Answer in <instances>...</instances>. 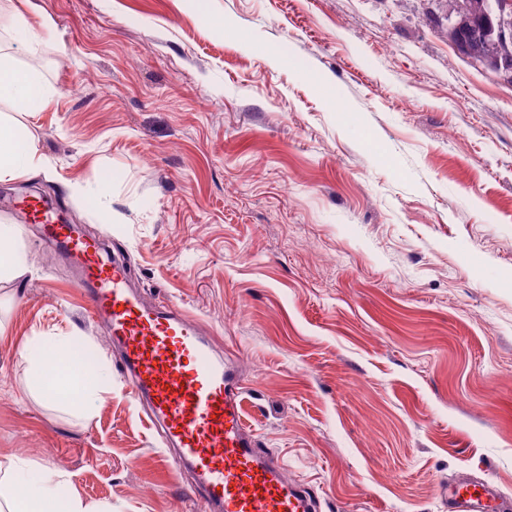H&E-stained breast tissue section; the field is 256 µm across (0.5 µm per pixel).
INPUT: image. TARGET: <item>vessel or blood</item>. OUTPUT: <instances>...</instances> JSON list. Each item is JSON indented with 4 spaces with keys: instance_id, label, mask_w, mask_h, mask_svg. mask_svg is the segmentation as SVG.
Wrapping results in <instances>:
<instances>
[{
    "instance_id": "obj_1",
    "label": "vessel or blood",
    "mask_w": 512,
    "mask_h": 512,
    "mask_svg": "<svg viewBox=\"0 0 512 512\" xmlns=\"http://www.w3.org/2000/svg\"><path fill=\"white\" fill-rule=\"evenodd\" d=\"M12 211L41 224L75 268L90 317L120 349L124 373L172 449L173 467L193 470L210 512H315L310 488L288 479L282 462L259 447L245 416L242 378L216 356L197 322L174 306L144 303L122 264L56 222L39 200L22 199ZM444 499L450 512H506L489 479L461 476Z\"/></svg>"
}]
</instances>
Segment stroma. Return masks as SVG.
<instances>
[{"mask_svg": "<svg viewBox=\"0 0 512 512\" xmlns=\"http://www.w3.org/2000/svg\"><path fill=\"white\" fill-rule=\"evenodd\" d=\"M0 55L55 92L21 118L47 173L12 191L203 323L319 512H448L462 473L512 498V85L457 53L436 0H0ZM13 246L0 456L97 512H205L70 262L36 224ZM33 336L105 374L89 414L36 388Z\"/></svg>", "mask_w": 512, "mask_h": 512, "instance_id": "1", "label": "stroma"}]
</instances>
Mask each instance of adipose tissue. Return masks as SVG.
Wrapping results in <instances>:
<instances>
[{"instance_id":"adipose-tissue-1","label":"adipose tissue","mask_w":512,"mask_h":512,"mask_svg":"<svg viewBox=\"0 0 512 512\" xmlns=\"http://www.w3.org/2000/svg\"><path fill=\"white\" fill-rule=\"evenodd\" d=\"M53 91L37 73L17 68L0 58V102L27 112L45 109ZM45 168L36 141L12 115L0 113V183L38 174ZM37 378H49V399L87 413L98 395L101 376L87 377L67 342L55 344L46 355L32 353ZM67 479L58 472L34 469L14 457L0 458V512H89L79 497L61 499Z\"/></svg>"}]
</instances>
